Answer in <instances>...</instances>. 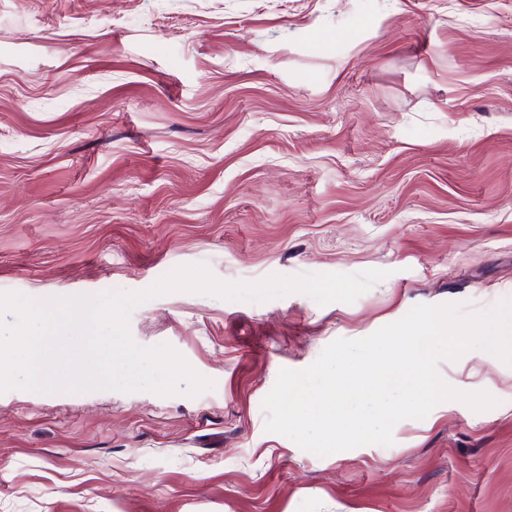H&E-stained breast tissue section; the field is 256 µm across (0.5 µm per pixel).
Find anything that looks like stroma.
<instances>
[{"mask_svg":"<svg viewBox=\"0 0 512 512\" xmlns=\"http://www.w3.org/2000/svg\"><path fill=\"white\" fill-rule=\"evenodd\" d=\"M387 271L354 303L136 308L213 390L0 394V512H512V366L392 446L265 430L283 369L415 305L512 298V0H0V292Z\"/></svg>","mask_w":512,"mask_h":512,"instance_id":"35a3bbf8","label":"stroma"}]
</instances>
